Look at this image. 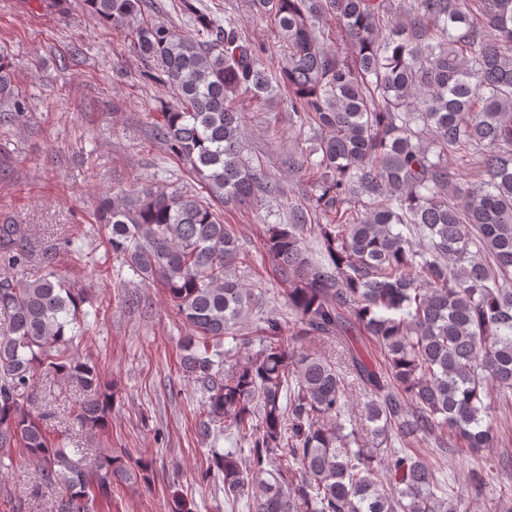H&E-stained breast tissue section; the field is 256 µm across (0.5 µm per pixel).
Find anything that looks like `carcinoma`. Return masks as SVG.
Returning <instances> with one entry per match:
<instances>
[{
    "label": "carcinoma",
    "instance_id": "cac0c4a2",
    "mask_svg": "<svg viewBox=\"0 0 512 512\" xmlns=\"http://www.w3.org/2000/svg\"><path fill=\"white\" fill-rule=\"evenodd\" d=\"M84 2L166 77L175 103L152 137L204 189L142 184L95 212L112 256L163 288L185 324L180 366L206 384L204 436L247 445L211 449L202 479L249 512H453L442 468L394 443L490 448L487 418L512 408V0H248L282 42L273 69L239 19L192 0L181 2L187 31L143 19L147 0ZM281 89L314 141L288 153L313 206L268 225L263 248L302 350L268 316L255 354L212 353L266 294L235 273L244 256L220 208L279 193L243 157L236 93L265 101ZM26 109L0 52V125ZM57 254L0 225V472L23 456L42 485L67 490L55 512H90L112 485L148 483L152 462H91L32 409L49 374L82 392L76 419L89 435L115 401L75 354L88 294L55 272ZM330 340L336 361L315 351ZM486 485L483 470L468 472L470 495Z\"/></svg>",
    "mask_w": 512,
    "mask_h": 512
}]
</instances>
